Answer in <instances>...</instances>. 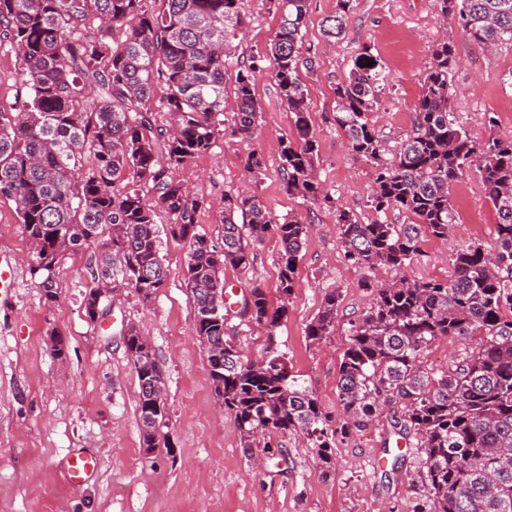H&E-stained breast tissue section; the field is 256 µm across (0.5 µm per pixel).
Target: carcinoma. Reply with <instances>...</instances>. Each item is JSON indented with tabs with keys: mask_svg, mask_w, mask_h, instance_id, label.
Instances as JSON below:
<instances>
[{
	"mask_svg": "<svg viewBox=\"0 0 512 512\" xmlns=\"http://www.w3.org/2000/svg\"><path fill=\"white\" fill-rule=\"evenodd\" d=\"M269 2L280 13L278 32L265 54L245 57L235 53L249 24L244 0H0V47L20 61L24 89L11 110L0 109V197L14 202L22 234L34 245L27 257L33 284L45 305L55 304L61 262L93 248L97 267L83 298L90 321L95 307L108 304L103 288H129L150 301L170 276L159 250L161 210L172 238L188 249L184 278L194 332L210 374H219L212 381L222 387L214 391L223 393L244 447L258 433L300 431L330 469L337 434L362 431L383 407H399L394 429L418 437L432 493V504L419 512H512V137L477 140L457 121L451 107L457 56L444 39L432 50L412 133L384 158L371 114L386 75L362 47L349 76L336 84V124L352 154L373 167L375 218L359 222L316 175L309 97L299 78L300 67L313 65L302 52L308 0ZM350 3L338 0L336 13L324 19L326 38L344 35ZM432 6L486 50L512 42V0H432ZM266 62L294 118L295 132L280 149L286 192L336 211L348 262L399 273L388 283L366 284L370 307L351 324L339 364L338 421L298 387L284 355L273 349L308 225L296 216L274 221L255 193H226L216 242L197 224L203 201L176 174L224 133L230 69L233 132L253 138L262 119L255 80ZM160 85L165 94L157 101ZM471 168L496 211L494 245L473 241L452 250L445 280L404 276L424 236L451 235L457 214L448 189ZM143 184L152 197L141 193ZM391 210L408 214L411 223H388ZM104 226L111 229L106 239ZM268 234L280 244V305L271 307L258 286L244 298L240 315L263 327L269 350L262 361L245 363L225 334L224 268H250L254 245ZM339 299L336 289L325 294L306 330L311 343L333 335ZM128 335L141 447L167 448L165 413L150 409L165 399L164 371L136 326H128ZM466 336L478 337L476 349L453 367L435 375L420 365L433 344Z\"/></svg>",
	"mask_w": 512,
	"mask_h": 512,
	"instance_id": "cac0c4a2",
	"label": "carcinoma"
}]
</instances>
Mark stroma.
<instances>
[{"mask_svg": "<svg viewBox=\"0 0 512 512\" xmlns=\"http://www.w3.org/2000/svg\"><path fill=\"white\" fill-rule=\"evenodd\" d=\"M336 8L337 0H309L304 44L311 47L314 64L301 68L300 79L310 98L319 178L359 222L374 217L372 167L349 152L335 116L336 85L362 48H369L389 75L372 114L387 152L412 131L432 49L443 39L454 42L460 60L452 74L457 120L478 140L492 133L512 136V112L503 108L512 100V84L506 82L512 75V44L486 55L454 21L438 16L430 0H352L345 36L331 40L322 33V21ZM246 11L250 24L243 48L266 51L279 16L268 0H246ZM256 93L263 114L255 138L234 134L233 114L225 112L224 134L180 167L178 176L202 200L198 222L210 237L219 235L225 194L245 186L259 195L275 221L289 216L308 221L288 315L274 338L235 308L228 334L247 360L263 357L267 345H274L290 374L337 416L336 383L350 324L369 307L364 281H389L395 273L347 263L333 210L285 191L280 144L293 134V117L269 74H260ZM487 112L497 117L495 129L482 122ZM252 152L261 157L263 172L250 183L244 166ZM449 200L458 215L454 243L425 237L406 269L408 277L446 279L451 245L493 244L495 210L476 171L451 185ZM157 225L169 279L146 303L126 292L106 319L93 323L82 307L93 252L61 265L60 298L45 306L25 263L29 246L15 205L0 198V259L19 271L15 292L0 297V512H414L428 489L417 450L399 443L391 411H381L366 430L337 438L334 466L327 471L299 432L279 436L283 454L276 458L269 457L262 441L244 446L214 392L193 331L195 312L183 278L187 248L171 237L166 215H158ZM278 252L277 239L267 236L256 244L251 268L225 269L226 287L242 298L260 286L270 305H279ZM334 289L342 295L335 331L322 345L309 344L306 327ZM132 322L151 342L166 374L170 446L151 454L140 445L139 384L122 343ZM53 329L68 342L66 360L53 354L48 336ZM76 453L98 460L97 471L78 488L69 485L65 472Z\"/></svg>", "mask_w": 512, "mask_h": 512, "instance_id": "1", "label": "stroma"}]
</instances>
